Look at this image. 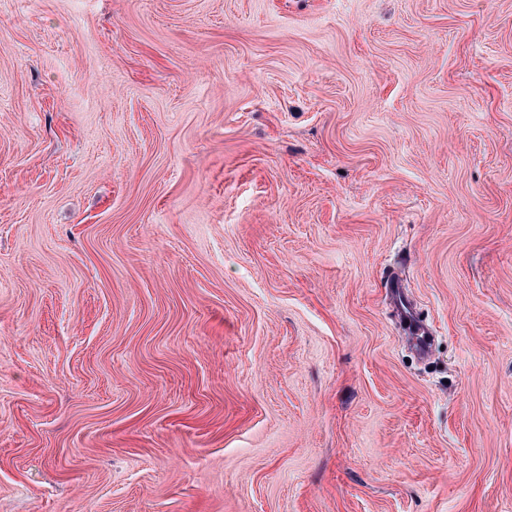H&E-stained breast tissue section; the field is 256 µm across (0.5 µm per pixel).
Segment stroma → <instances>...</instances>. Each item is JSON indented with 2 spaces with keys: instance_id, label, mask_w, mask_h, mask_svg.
<instances>
[{
  "instance_id": "stroma-1",
  "label": "stroma",
  "mask_w": 512,
  "mask_h": 512,
  "mask_svg": "<svg viewBox=\"0 0 512 512\" xmlns=\"http://www.w3.org/2000/svg\"><path fill=\"white\" fill-rule=\"evenodd\" d=\"M0 512H512V0H0ZM392 281H395L392 283L391 288L397 313L401 317L402 321L407 325L408 329H410L414 345L419 350H423L426 345V336L432 334V332L425 324L418 320L414 305L406 295L405 290L401 288V282L399 280Z\"/></svg>"
}]
</instances>
